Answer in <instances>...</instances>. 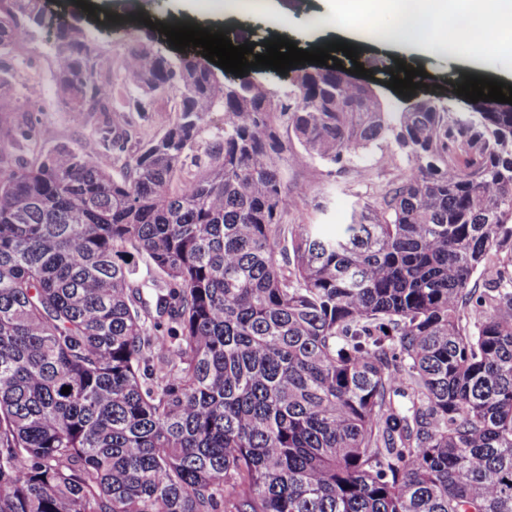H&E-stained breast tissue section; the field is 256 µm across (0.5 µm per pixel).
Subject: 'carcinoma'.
<instances>
[{
	"label": "carcinoma",
	"mask_w": 512,
	"mask_h": 512,
	"mask_svg": "<svg viewBox=\"0 0 512 512\" xmlns=\"http://www.w3.org/2000/svg\"><path fill=\"white\" fill-rule=\"evenodd\" d=\"M42 27L67 111H112L41 0H0V91ZM347 75L231 99L143 37L130 111L179 103L119 180L66 144L13 162L0 118V512H512V112H395ZM283 128L304 166L391 140L412 168L333 234L290 224Z\"/></svg>",
	"instance_id": "obj_1"
}]
</instances>
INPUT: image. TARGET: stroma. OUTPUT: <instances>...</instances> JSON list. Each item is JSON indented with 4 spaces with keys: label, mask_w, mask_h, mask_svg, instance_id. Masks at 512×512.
<instances>
[{
    "label": "stroma",
    "mask_w": 512,
    "mask_h": 512,
    "mask_svg": "<svg viewBox=\"0 0 512 512\" xmlns=\"http://www.w3.org/2000/svg\"><path fill=\"white\" fill-rule=\"evenodd\" d=\"M47 13L70 22H78L87 40L102 62L100 79L112 85L114 110L102 117L89 113L65 111L58 100L52 80L54 37L49 28L38 29L14 54L16 80L9 94L0 97L10 119L26 123L33 133L29 150L23 159L34 164L41 153L64 143L87 154L104 152V128L127 131V152H134L139 143L160 133L170 121L175 101L170 97L157 99L153 111L130 112L126 109L131 89L123 87L120 65L136 36L146 30V21L167 25L193 23L202 28L236 33L253 27L251 17L214 11L209 0H88L94 7L86 12L75 0H43ZM277 16L264 19L258 32L261 40L284 37L295 40L299 48L309 50L332 42L345 41L343 29L335 23H323V0H276ZM304 18L310 35L296 38L285 23L286 18ZM358 60L366 64L379 61L394 68L396 60L426 71L424 88L415 90L414 98L442 97L447 105L457 106L455 93L464 75L496 79L512 85V57L497 56L477 64L468 58L443 61L424 56L409 47L361 41L357 44ZM51 127L53 138L40 134ZM275 166L287 191L305 188L306 194L292 210L293 224H346L358 206L378 205L385 192L410 170V163L390 142L374 146L367 154L365 170L356 173L312 162L309 167L296 166L290 152L275 159Z\"/></svg>",
    "instance_id": "1"
}]
</instances>
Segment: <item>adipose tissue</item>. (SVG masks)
<instances>
[{"label": "adipose tissue", "instance_id": "ef3b65f1", "mask_svg": "<svg viewBox=\"0 0 512 512\" xmlns=\"http://www.w3.org/2000/svg\"><path fill=\"white\" fill-rule=\"evenodd\" d=\"M330 10L352 38L406 44L443 59L491 41L512 49V0H417L409 17L404 0H331ZM462 15L477 18L481 31L460 34L455 21Z\"/></svg>", "mask_w": 512, "mask_h": 512}]
</instances>
